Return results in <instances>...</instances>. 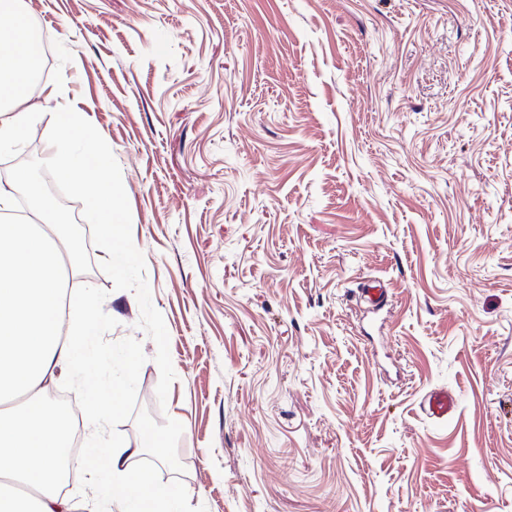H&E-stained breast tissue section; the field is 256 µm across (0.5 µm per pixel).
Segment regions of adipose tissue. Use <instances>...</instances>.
<instances>
[{
  "instance_id": "obj_1",
  "label": "adipose tissue",
  "mask_w": 512,
  "mask_h": 512,
  "mask_svg": "<svg viewBox=\"0 0 512 512\" xmlns=\"http://www.w3.org/2000/svg\"><path fill=\"white\" fill-rule=\"evenodd\" d=\"M14 2L0 0V147L52 101L33 98L39 39ZM59 271L57 244L43 226L0 225V404L74 367L91 344L102 303L91 292L63 302ZM68 424L46 405L15 416L0 411V512H182L157 487L115 496L113 485L141 479L128 464L133 449L118 443L105 448L101 464L85 467L90 496L77 506L61 498L57 462Z\"/></svg>"
}]
</instances>
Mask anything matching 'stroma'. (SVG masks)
Listing matches in <instances>:
<instances>
[{"mask_svg":"<svg viewBox=\"0 0 512 512\" xmlns=\"http://www.w3.org/2000/svg\"><path fill=\"white\" fill-rule=\"evenodd\" d=\"M122 171L207 512H512V0H20ZM51 115L8 166L49 158ZM379 276L389 302L368 311ZM456 400L448 421L424 394Z\"/></svg>","mask_w":512,"mask_h":512,"instance_id":"stroma-1","label":"stroma"}]
</instances>
